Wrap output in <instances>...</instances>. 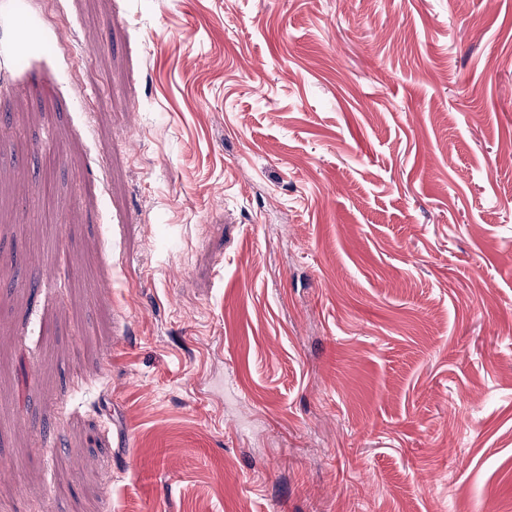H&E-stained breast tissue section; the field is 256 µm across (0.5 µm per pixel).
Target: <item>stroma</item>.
Segmentation results:
<instances>
[{"mask_svg": "<svg viewBox=\"0 0 512 512\" xmlns=\"http://www.w3.org/2000/svg\"><path fill=\"white\" fill-rule=\"evenodd\" d=\"M0 0V512H512V0Z\"/></svg>", "mask_w": 512, "mask_h": 512, "instance_id": "stroma-1", "label": "stroma"}]
</instances>
